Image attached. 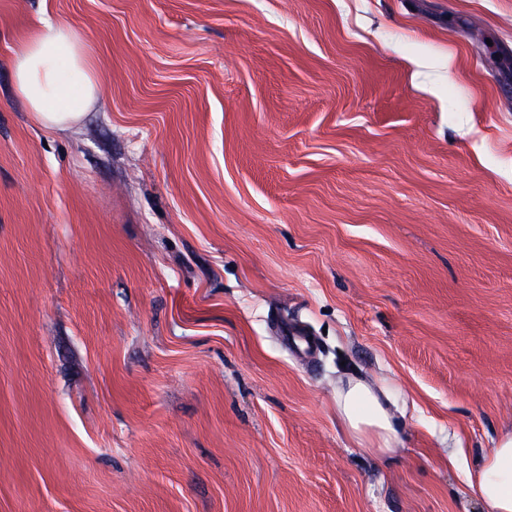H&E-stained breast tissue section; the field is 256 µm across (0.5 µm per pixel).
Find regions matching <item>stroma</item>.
<instances>
[{
	"instance_id": "35a3bbf8",
	"label": "stroma",
	"mask_w": 512,
	"mask_h": 512,
	"mask_svg": "<svg viewBox=\"0 0 512 512\" xmlns=\"http://www.w3.org/2000/svg\"><path fill=\"white\" fill-rule=\"evenodd\" d=\"M43 17L102 74L63 131L13 91ZM511 58L512 0H0V512H480ZM335 402L338 417L355 440L376 442L381 454L393 451L398 429L396 415L390 408L396 402L389 391L349 378L336 385Z\"/></svg>"
}]
</instances>
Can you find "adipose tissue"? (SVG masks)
<instances>
[{"mask_svg": "<svg viewBox=\"0 0 512 512\" xmlns=\"http://www.w3.org/2000/svg\"><path fill=\"white\" fill-rule=\"evenodd\" d=\"M15 90L41 125L64 130L77 123L98 98L100 76L81 35L69 25L41 20L12 59ZM336 413L357 441L376 442L390 453L397 439L392 394L350 378L336 386ZM483 512H512V430L483 452L466 474Z\"/></svg>", "mask_w": 512, "mask_h": 512, "instance_id": "obj_1", "label": "adipose tissue"}]
</instances>
